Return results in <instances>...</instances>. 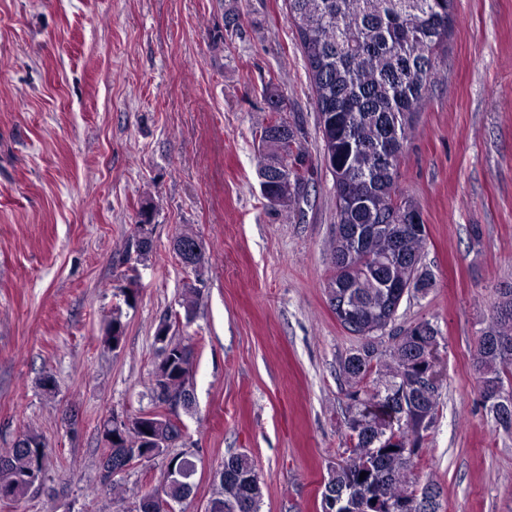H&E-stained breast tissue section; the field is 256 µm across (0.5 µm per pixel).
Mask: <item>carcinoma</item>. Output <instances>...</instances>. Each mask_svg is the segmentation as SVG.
Returning <instances> with one entry per match:
<instances>
[{"label":"carcinoma","mask_w":512,"mask_h":512,"mask_svg":"<svg viewBox=\"0 0 512 512\" xmlns=\"http://www.w3.org/2000/svg\"><path fill=\"white\" fill-rule=\"evenodd\" d=\"M455 0H288V22L295 29L305 61L307 80L314 95L323 160L333 178L336 218L343 224H364L373 228L355 263L340 261L341 242L332 239L330 258L333 275L329 283L336 295L332 311L340 324L349 319L359 326L361 346L341 362V373L350 401L345 417L348 456L329 472L324 488L343 494L348 512H373L370 503L379 499L391 506L413 501L419 491L417 459L426 445L439 404L441 386L427 384L421 367L426 365L429 347L441 338L411 336L403 329L392 337L388 354L377 352L375 338L395 321L403 297L389 288L377 287L379 278L395 279L427 288L432 274L422 257L427 236H420L398 222L395 215L411 206L392 189V176L378 165V157L395 139L406 140L427 105L429 87L437 82L436 58L447 48L452 23L448 12ZM268 110L283 112L286 99L272 87H265ZM288 127V142L272 134ZM301 129L284 120L268 123L260 140L264 151L258 163L262 196L273 194L277 206L290 213L302 211L308 202L301 184L308 183L309 154L300 141ZM288 154L298 165L294 185L284 191L268 181L272 165ZM356 183L360 201L345 198L343 179ZM152 223L151 205L141 208L136 221V253L147 258L154 239H142ZM354 287L349 288L347 284ZM497 299L475 349V367L485 408L504 429H512V405L498 410L491 401L495 388L512 390V282L496 285ZM200 296L189 285L182 292L180 306L190 320ZM125 324L119 313L112 315L104 344L120 340ZM173 368L164 392L173 399L189 390L182 376L190 373L192 346L167 339ZM385 415L396 414V427L380 425L379 415L364 413V402ZM151 435L159 443L175 438L163 417L148 420ZM144 432L138 417L129 419L123 448L137 459L145 455ZM46 444L40 434L28 431L12 448L0 454V500H17L43 478ZM224 468L238 483L213 481L211 500L230 501L246 494L252 512H259L262 491L254 463L245 454L224 459ZM367 476L360 477V472ZM157 498L156 512L163 502H184L183 485L165 480L149 491L134 493L130 512H141L143 500Z\"/></svg>","instance_id":"cac0c4a2"}]
</instances>
